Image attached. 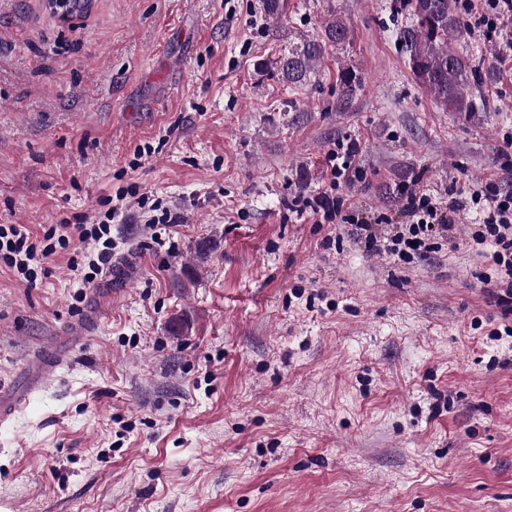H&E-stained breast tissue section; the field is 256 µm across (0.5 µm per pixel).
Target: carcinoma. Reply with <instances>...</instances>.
Returning a JSON list of instances; mask_svg holds the SVG:
<instances>
[{
    "instance_id": "cac0c4a2",
    "label": "carcinoma",
    "mask_w": 512,
    "mask_h": 512,
    "mask_svg": "<svg viewBox=\"0 0 512 512\" xmlns=\"http://www.w3.org/2000/svg\"><path fill=\"white\" fill-rule=\"evenodd\" d=\"M408 7L412 23L400 32L408 65L415 81L449 112H475L476 93L483 84L481 68L467 54L451 48L462 34L457 0H400ZM325 38L336 44L349 39L345 23L333 21ZM322 41H308L299 52L280 59L282 77L289 83L303 81L310 64L320 58ZM340 105L348 106L356 89V76L349 69L340 74Z\"/></svg>"
}]
</instances>
